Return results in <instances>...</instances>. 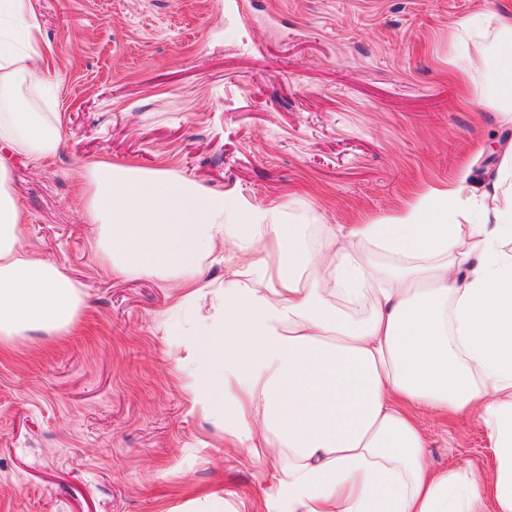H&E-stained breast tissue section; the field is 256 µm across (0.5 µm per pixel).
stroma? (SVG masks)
Masks as SVG:
<instances>
[{"label": "stroma", "instance_id": "obj_1", "mask_svg": "<svg viewBox=\"0 0 512 512\" xmlns=\"http://www.w3.org/2000/svg\"><path fill=\"white\" fill-rule=\"evenodd\" d=\"M508 0H34L65 132L16 157L26 245L79 288L60 336L0 352V512H273L277 457L230 447L193 410L168 335L175 288L101 271L77 175L109 157L188 176L305 224L397 214L473 163L481 188L512 141L488 68L463 106L457 26ZM486 148L474 158L476 145ZM436 470L485 472L474 416L424 420Z\"/></svg>", "mask_w": 512, "mask_h": 512}]
</instances>
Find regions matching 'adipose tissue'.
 Masks as SVG:
<instances>
[{
  "label": "adipose tissue",
  "instance_id": "1",
  "mask_svg": "<svg viewBox=\"0 0 512 512\" xmlns=\"http://www.w3.org/2000/svg\"><path fill=\"white\" fill-rule=\"evenodd\" d=\"M461 40L495 32L493 61L469 54L454 76L492 64L512 95V15L478 11ZM33 0H0V144L52 161L63 137ZM432 187L368 224L287 220L165 169L102 160L81 169L78 196L97 225L102 272L174 281L176 314L192 309L197 272L224 253L213 312L183 337L193 405L224 417L234 447L279 454L276 512H512V143L482 189ZM28 218L0 155V340L66 329L76 285L24 251ZM384 264H377V257ZM423 413L485 425L490 479L435 471Z\"/></svg>",
  "mask_w": 512,
  "mask_h": 512
}]
</instances>
